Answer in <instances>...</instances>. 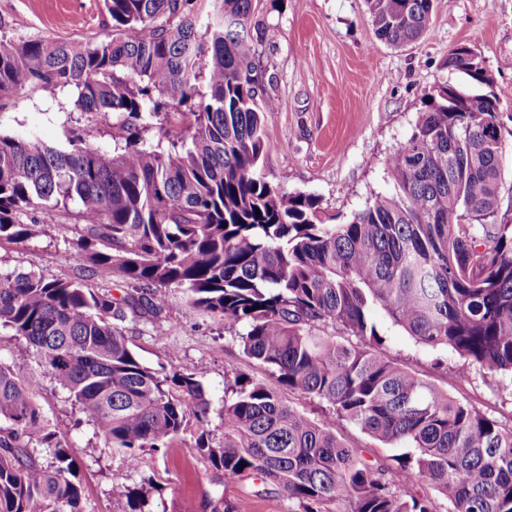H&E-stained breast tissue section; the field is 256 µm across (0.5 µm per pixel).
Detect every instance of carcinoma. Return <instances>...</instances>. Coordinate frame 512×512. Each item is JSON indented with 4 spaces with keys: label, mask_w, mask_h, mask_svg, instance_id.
Listing matches in <instances>:
<instances>
[{
    "label": "carcinoma",
    "mask_w": 512,
    "mask_h": 512,
    "mask_svg": "<svg viewBox=\"0 0 512 512\" xmlns=\"http://www.w3.org/2000/svg\"><path fill=\"white\" fill-rule=\"evenodd\" d=\"M104 3L105 40L0 39L1 100L68 89L88 117L66 150L0 135V244L40 235L71 202L87 229L69 253L74 276L0 273V328L39 364L20 376L0 363V512H87L79 464L36 402L45 377L129 468L146 448L185 444L195 425L192 448L224 483L271 482L294 512L340 502L347 512H435L410 491L416 478L450 512H512V430L388 358L372 319L379 311L421 346L512 374V224L497 221L505 146L480 60L448 54L445 67L479 91L446 82L424 93L411 135L387 159L392 192L342 220L258 174L274 102L261 85L256 0ZM366 3L393 47L429 30L434 0ZM163 114L181 128L146 138ZM99 118L112 119L110 151L92 142ZM172 288L242 324L244 355L269 377L225 381L217 443L198 373L148 367L128 345L127 324L155 322ZM282 389L329 413L310 418ZM343 421L408 452L376 469L338 436ZM111 492L148 512L146 488Z\"/></svg>",
    "instance_id": "carcinoma-1"
}]
</instances>
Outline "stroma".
<instances>
[{
	"label": "stroma",
	"mask_w": 512,
	"mask_h": 512,
	"mask_svg": "<svg viewBox=\"0 0 512 512\" xmlns=\"http://www.w3.org/2000/svg\"><path fill=\"white\" fill-rule=\"evenodd\" d=\"M259 17L264 84L275 103L263 119L265 150L258 173L265 181L286 194L315 195L329 213L344 217L362 209L371 193H391L387 158L411 134L425 92L444 82L463 84L462 75L444 62L465 45L481 54L501 94L506 153L498 216L512 224V0H435L429 32L399 48L378 39L365 0H280L279 7H264ZM110 32L104 0H0L5 41L85 43L106 39ZM79 117L69 91L50 97L28 88L0 107V133L64 149ZM84 233L76 205H69L40 236L0 246V270L72 276L68 252ZM242 330L173 288L155 323L130 324L127 338L149 367L200 373L206 393L218 403L225 377L264 375L239 346ZM384 352L512 430V376L493 378L474 366L468 378H457L462 360L455 352H448L447 366L436 367L437 351L399 331L388 337ZM36 400L79 463L89 512H127L126 501L110 493L115 482L158 485L151 512H212L222 498L233 502L236 512H289L277 485L252 477L223 484L188 447L144 451L140 466L127 468L52 380H44ZM338 433L368 464L394 465L396 449L357 426L340 423Z\"/></svg>",
	"instance_id": "stroma-1"
}]
</instances>
